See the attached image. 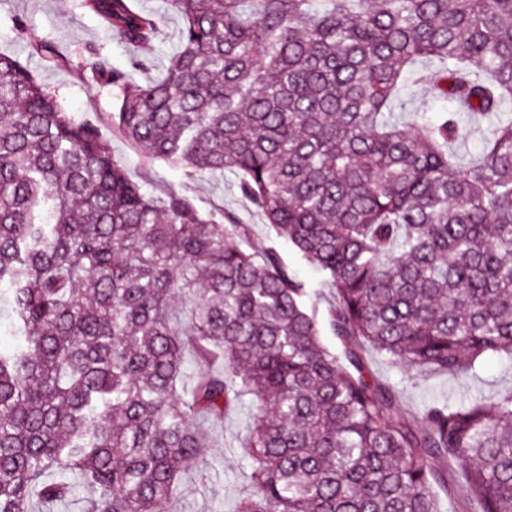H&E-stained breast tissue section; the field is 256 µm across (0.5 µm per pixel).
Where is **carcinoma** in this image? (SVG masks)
Listing matches in <instances>:
<instances>
[{
    "mask_svg": "<svg viewBox=\"0 0 512 512\" xmlns=\"http://www.w3.org/2000/svg\"><path fill=\"white\" fill-rule=\"evenodd\" d=\"M164 2L182 28L160 77L89 64L117 90L113 129L151 159L236 174L335 303L321 317L275 248H243L249 225L130 179L96 121L0 53L17 341L0 347V512L83 488L86 512H163L205 472L198 422L246 399L237 512H439L453 465L478 512H512V389L405 418L365 357L459 378L512 359V0ZM82 8L133 48L160 37L132 0ZM413 76L448 109L408 108Z\"/></svg>",
    "mask_w": 512,
    "mask_h": 512,
    "instance_id": "obj_1",
    "label": "carcinoma"
}]
</instances>
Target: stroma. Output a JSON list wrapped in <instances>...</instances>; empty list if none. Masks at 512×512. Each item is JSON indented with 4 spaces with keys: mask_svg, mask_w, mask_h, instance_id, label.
Here are the masks:
<instances>
[{
    "mask_svg": "<svg viewBox=\"0 0 512 512\" xmlns=\"http://www.w3.org/2000/svg\"><path fill=\"white\" fill-rule=\"evenodd\" d=\"M140 3L159 13L163 36L151 45L133 50L101 28L82 9L81 0H0V52L28 64L74 118H97L113 155L123 163L129 177L152 195L163 198L175 191L189 198L201 214L214 218L216 223H225L230 218L249 225L246 246H275L291 273L319 286V272L295 254L286 238L275 236L263 223L236 187L232 174L221 178L196 176L149 160L142 150L113 132L115 92L112 86L92 81L90 75L84 74V66L99 60L110 69L129 73L137 81L157 77L162 72L165 53L177 43L181 26L180 18L167 12L163 0ZM33 40L52 42L69 57L70 68H49L30 59L28 45ZM367 358L374 377L398 385L401 409L405 412L420 411L427 402L450 393L464 398L489 396L512 387V363L495 357L484 360L475 375L465 380L442 373L420 377L373 352ZM249 415V406L238 407L225 416L223 426L212 428L210 446L200 451L209 469L208 482L187 474L183 491L166 503V512H236L237 501L248 485L249 470L241 443L247 434Z\"/></svg>",
    "mask_w": 512,
    "mask_h": 512,
    "instance_id": "obj_1",
    "label": "stroma"
}]
</instances>
